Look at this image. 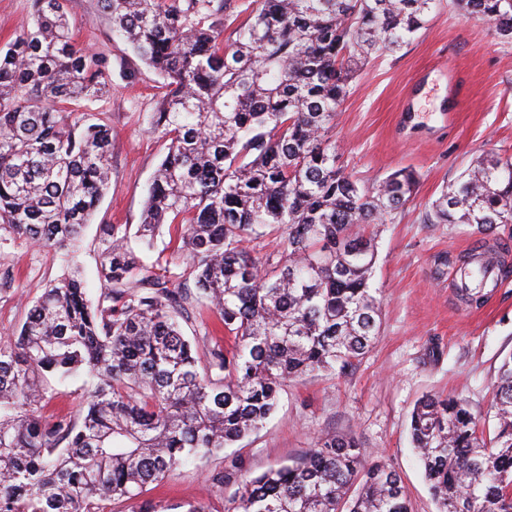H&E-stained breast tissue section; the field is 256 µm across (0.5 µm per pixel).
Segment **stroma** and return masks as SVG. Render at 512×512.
Segmentation results:
<instances>
[{
	"instance_id": "stroma-1",
	"label": "stroma",
	"mask_w": 512,
	"mask_h": 512,
	"mask_svg": "<svg viewBox=\"0 0 512 512\" xmlns=\"http://www.w3.org/2000/svg\"><path fill=\"white\" fill-rule=\"evenodd\" d=\"M79 46L106 64L108 85L83 111L112 126V187L79 243L91 296H99V227L142 221L154 171L165 155L148 117L163 78L113 32L100 0H68ZM336 164L370 184L399 168L416 172L415 198L370 227L377 261L370 280L382 326L370 351L344 374L288 381L263 429L214 456L188 461L143 498L162 505L205 503L227 512L242 480L294 460L324 434L355 438L401 477L409 512H437L409 438L410 415L426 395L464 401L493 430L495 381L512 353V224L482 233L467 225L429 224L425 208L476 157L512 155V41L494 25L440 0L427 30L401 50L373 58L353 83L331 133ZM484 243L506 273L481 309L462 304L455 261ZM66 267L64 251L0 231V271L14 289L0 293V338L18 333L32 302ZM228 475L223 489L211 477Z\"/></svg>"
}]
</instances>
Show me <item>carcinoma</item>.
<instances>
[{"instance_id":"carcinoma-1","label":"carcinoma","mask_w":512,"mask_h":512,"mask_svg":"<svg viewBox=\"0 0 512 512\" xmlns=\"http://www.w3.org/2000/svg\"><path fill=\"white\" fill-rule=\"evenodd\" d=\"M134 54L165 80L150 128L169 141L136 238L100 228L97 300L80 266L49 283L0 339V512H101L187 459L257 431L292 378L343 373L378 336L366 229L415 195L396 169L366 187L336 166L328 133L371 57L426 29L435 0H254L224 44L226 0H100ZM512 38V0H456ZM74 41L66 0H33L0 50V231L69 249L112 187V127L66 105L106 89ZM431 224H512V157L478 158L426 211ZM282 230L277 253L244 243ZM180 273L156 272L165 252ZM193 279L195 291L182 286ZM475 308L487 296L459 287ZM212 311L228 344L200 357L180 319ZM92 379L80 419L41 416L45 383ZM493 436L458 399L426 396L412 446L438 512H512V355L498 373ZM232 512H408L400 476L351 437L325 435L245 481Z\"/></svg>"}]
</instances>
